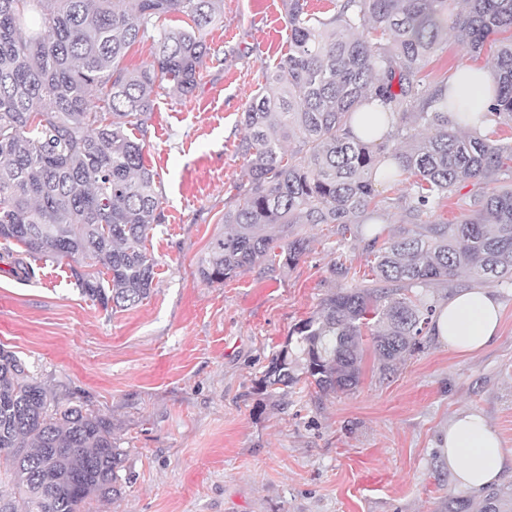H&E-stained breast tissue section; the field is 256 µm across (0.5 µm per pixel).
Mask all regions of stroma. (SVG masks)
Here are the masks:
<instances>
[{
    "mask_svg": "<svg viewBox=\"0 0 512 512\" xmlns=\"http://www.w3.org/2000/svg\"><path fill=\"white\" fill-rule=\"evenodd\" d=\"M193 95L161 91L144 159L164 219L146 247L153 291L106 314L84 299L67 262L32 281L0 262V344L58 394L108 416L133 479L82 512H438L458 493L435 449L461 411L481 413L512 451V286L498 338L476 354L426 336L398 371L365 352L361 383L317 393L261 380L293 328L331 293L366 285L365 243L334 225L301 224L307 248L287 267L260 263L209 284L197 274L223 233L224 206L245 176L240 115L264 66L288 50L282 0H224ZM487 67L454 35L419 74L432 86L461 64Z\"/></svg>",
    "mask_w": 512,
    "mask_h": 512,
    "instance_id": "stroma-1",
    "label": "stroma"
}]
</instances>
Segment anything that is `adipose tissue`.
Instances as JSON below:
<instances>
[{
    "mask_svg": "<svg viewBox=\"0 0 512 512\" xmlns=\"http://www.w3.org/2000/svg\"><path fill=\"white\" fill-rule=\"evenodd\" d=\"M500 302L481 288H465L443 301L432 319L431 331L448 346L465 353L483 349L497 334ZM438 453L456 484L472 492L499 481L508 461L497 435L484 417L460 412L444 430Z\"/></svg>",
    "mask_w": 512,
    "mask_h": 512,
    "instance_id": "ef3b65f1",
    "label": "adipose tissue"
}]
</instances>
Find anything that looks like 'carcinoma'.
Here are the masks:
<instances>
[{
    "mask_svg": "<svg viewBox=\"0 0 512 512\" xmlns=\"http://www.w3.org/2000/svg\"><path fill=\"white\" fill-rule=\"evenodd\" d=\"M284 0L288 53L263 73L242 112L246 180L224 208V233L198 265L222 284L265 261L295 264L298 224H334L363 237L387 208L376 183L404 186L412 228L368 238L372 286L343 289L295 329L272 358L263 387L304 379L323 394L360 382L363 336L384 372L420 348L438 301L422 289L462 272L512 285V0ZM185 16L176 29L168 14ZM222 0H0V240L33 261H68L82 297L130 309L153 291L145 242L161 223L155 173L144 163L157 90L188 96L210 55L208 29ZM470 53L494 40L493 102L482 111L448 100V82L417 79L447 32ZM152 40V61L129 69L130 49ZM378 102L393 130L382 141L351 124ZM488 186L456 224L418 223L460 184ZM100 265L104 271H90ZM112 422L63 402L0 345V512H80L131 482ZM440 512H512V486L479 504L450 495Z\"/></svg>",
    "mask_w": 512,
    "mask_h": 512,
    "instance_id": "obj_1",
    "label": "carcinoma"
}]
</instances>
